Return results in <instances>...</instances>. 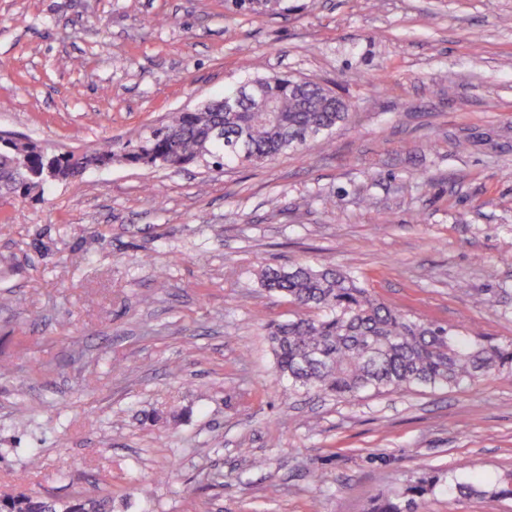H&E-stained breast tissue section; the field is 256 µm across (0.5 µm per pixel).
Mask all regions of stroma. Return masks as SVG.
Returning <instances> with one entry per match:
<instances>
[{
	"instance_id": "35a3bbf8",
	"label": "stroma",
	"mask_w": 512,
	"mask_h": 512,
	"mask_svg": "<svg viewBox=\"0 0 512 512\" xmlns=\"http://www.w3.org/2000/svg\"><path fill=\"white\" fill-rule=\"evenodd\" d=\"M284 73L332 88L348 119L258 167L118 159L0 195V495L370 512L462 462L512 470L511 368L350 401L294 389L266 325L295 308L259 282L332 264L512 343V0H0V133L52 151L121 146ZM422 512L512 500L439 490Z\"/></svg>"
}]
</instances>
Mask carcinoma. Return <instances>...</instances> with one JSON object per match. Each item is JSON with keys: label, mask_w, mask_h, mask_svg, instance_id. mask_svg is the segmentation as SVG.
<instances>
[{"label": "carcinoma", "mask_w": 512, "mask_h": 512, "mask_svg": "<svg viewBox=\"0 0 512 512\" xmlns=\"http://www.w3.org/2000/svg\"><path fill=\"white\" fill-rule=\"evenodd\" d=\"M291 77L270 87L278 111H224L215 99L197 112H175L121 156L112 143L90 152L49 153L34 143L0 140V192L25 195L49 181L52 172L66 181L92 166L121 158L129 163L183 167L205 162H272L308 141L324 136L347 117L331 89L312 83L304 94L289 88ZM222 128L224 137L215 135ZM262 286L288 298L300 313L269 327L268 340L280 377L299 388L344 399L368 392L473 387L489 373L512 365V344L437 322L415 319L374 298L360 280L331 266L299 262L288 269H264ZM439 479L423 478L394 497L376 499L372 512H418L419 502L435 492ZM445 489L462 497L512 498V471L490 484L463 482L448 474ZM0 512H112L110 499L78 493L66 501L37 494L0 497Z\"/></svg>", "instance_id": "carcinoma-1"}]
</instances>
